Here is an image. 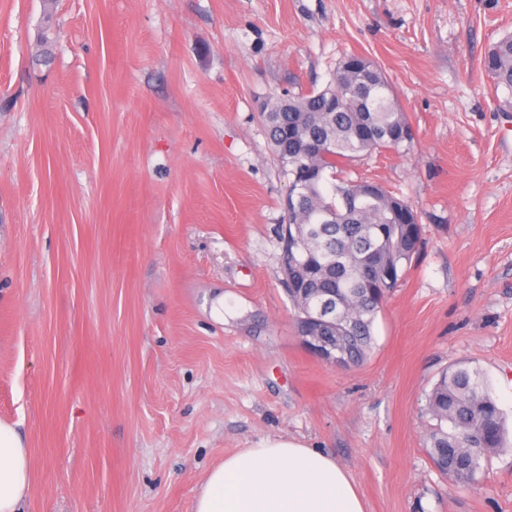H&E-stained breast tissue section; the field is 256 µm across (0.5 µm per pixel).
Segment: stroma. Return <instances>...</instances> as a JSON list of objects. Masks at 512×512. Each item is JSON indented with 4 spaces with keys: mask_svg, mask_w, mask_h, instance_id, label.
Here are the masks:
<instances>
[{
    "mask_svg": "<svg viewBox=\"0 0 512 512\" xmlns=\"http://www.w3.org/2000/svg\"><path fill=\"white\" fill-rule=\"evenodd\" d=\"M509 33L512 0H0V419L26 512H192L267 438L336 459L365 512H512V454L454 486L421 416L465 363L512 428V107L482 67ZM349 52L415 134L351 177L408 201L423 243L344 369L293 329L260 108Z\"/></svg>",
    "mask_w": 512,
    "mask_h": 512,
    "instance_id": "stroma-1",
    "label": "stroma"
}]
</instances>
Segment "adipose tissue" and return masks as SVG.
Returning <instances> with one entry per match:
<instances>
[{
    "label": "adipose tissue",
    "mask_w": 512,
    "mask_h": 512,
    "mask_svg": "<svg viewBox=\"0 0 512 512\" xmlns=\"http://www.w3.org/2000/svg\"><path fill=\"white\" fill-rule=\"evenodd\" d=\"M30 485L29 452L15 426L0 421V512H24ZM194 512H364V504L332 457L269 438L212 467Z\"/></svg>",
    "instance_id": "ef3b65f1"
}]
</instances>
